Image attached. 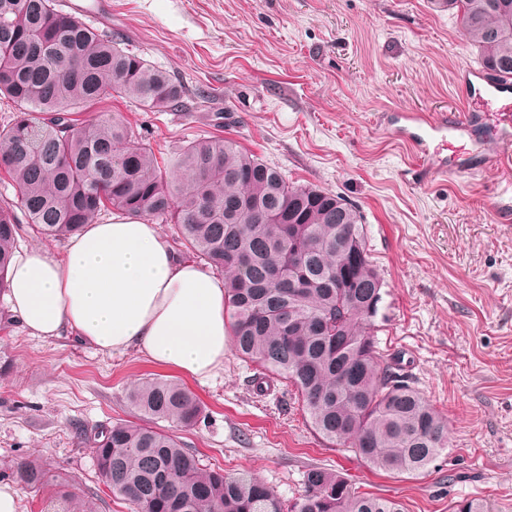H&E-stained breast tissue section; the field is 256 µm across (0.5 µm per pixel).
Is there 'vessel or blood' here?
Instances as JSON below:
<instances>
[{"label": "vessel or blood", "instance_id": "vessel-or-blood-1", "mask_svg": "<svg viewBox=\"0 0 512 512\" xmlns=\"http://www.w3.org/2000/svg\"><path fill=\"white\" fill-rule=\"evenodd\" d=\"M462 81V109L425 117L404 114L398 137L413 152L411 168L423 181L464 171L466 160L481 156L484 163L499 166L512 160V83L484 78L482 69L468 67ZM492 121L494 138L489 145L473 146L466 135L474 121Z\"/></svg>", "mask_w": 512, "mask_h": 512}]
</instances>
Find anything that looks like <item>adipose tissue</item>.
<instances>
[{
	"mask_svg": "<svg viewBox=\"0 0 512 512\" xmlns=\"http://www.w3.org/2000/svg\"><path fill=\"white\" fill-rule=\"evenodd\" d=\"M10 311L30 335L130 350L195 380L224 367V280L179 260L157 226L115 217L84 225L62 256L26 249L9 270Z\"/></svg>",
	"mask_w": 512,
	"mask_h": 512,
	"instance_id": "ef3b65f1",
	"label": "adipose tissue"
}]
</instances>
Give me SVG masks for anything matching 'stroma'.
Here are the masks:
<instances>
[{
  "label": "stroma",
  "mask_w": 512,
  "mask_h": 512,
  "mask_svg": "<svg viewBox=\"0 0 512 512\" xmlns=\"http://www.w3.org/2000/svg\"><path fill=\"white\" fill-rule=\"evenodd\" d=\"M86 23L122 38L187 89L183 108L148 112L109 98L155 152L213 132L238 141L289 181L343 196L363 216L384 281L377 339L411 362L416 386L448 418L441 471L398 481L326 447L275 384L257 395L234 353L188 387L198 422L170 432L204 464L247 471L283 499L312 463L344 470L404 512H449L468 498L512 512V166L418 184L411 152L380 126L385 112L462 107L455 80L481 55L431 0H83ZM208 107H200L199 96ZM0 297V484L40 459L50 483L129 512L100 482L83 435L137 421L140 378L176 371L138 352L97 351L75 336L41 340L3 321ZM452 482H445V475Z\"/></svg>",
  "instance_id": "35a3bbf8"
}]
</instances>
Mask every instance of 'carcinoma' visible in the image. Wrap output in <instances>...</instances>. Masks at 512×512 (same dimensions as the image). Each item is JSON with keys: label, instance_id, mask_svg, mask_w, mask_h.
Wrapping results in <instances>:
<instances>
[{"label": "carcinoma", "instance_id": "cac0c4a2", "mask_svg": "<svg viewBox=\"0 0 512 512\" xmlns=\"http://www.w3.org/2000/svg\"><path fill=\"white\" fill-rule=\"evenodd\" d=\"M455 13L484 67L512 78V0H437ZM122 97L143 110L178 107L184 89L118 39L58 8L57 0H0V101L17 112L0 124V171L19 191L0 205V294L22 228L62 240L105 210L173 224L185 255L224 275L230 348L264 382L292 388L312 430L369 468L417 480L448 450V421L375 336L383 279L355 260L351 284L336 278L368 251L359 209L312 185L291 183L238 141L198 138L160 162L122 113L78 118ZM150 420L196 423L199 399L183 384L146 377L128 395ZM87 442L98 476L130 512H403L363 492L347 474L309 465L303 490L285 501L244 471L208 468L168 432L149 424L99 426ZM39 490L40 465H16ZM452 512H491L481 498Z\"/></svg>", "mask_w": 512, "mask_h": 512}]
</instances>
